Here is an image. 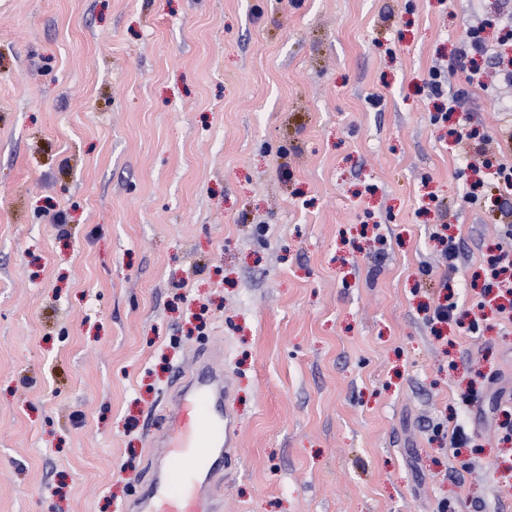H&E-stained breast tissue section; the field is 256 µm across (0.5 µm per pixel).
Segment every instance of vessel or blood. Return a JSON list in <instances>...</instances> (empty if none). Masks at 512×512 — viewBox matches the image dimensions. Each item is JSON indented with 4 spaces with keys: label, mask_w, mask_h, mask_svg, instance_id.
Listing matches in <instances>:
<instances>
[{
    "label": "vessel or blood",
    "mask_w": 512,
    "mask_h": 512,
    "mask_svg": "<svg viewBox=\"0 0 512 512\" xmlns=\"http://www.w3.org/2000/svg\"><path fill=\"white\" fill-rule=\"evenodd\" d=\"M223 370L198 359L178 385L173 411L160 417V454L135 500L136 512H222L219 488L236 451V422L225 413Z\"/></svg>",
    "instance_id": "vessel-or-blood-1"
}]
</instances>
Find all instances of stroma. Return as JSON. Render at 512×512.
<instances>
[{
	"mask_svg": "<svg viewBox=\"0 0 512 512\" xmlns=\"http://www.w3.org/2000/svg\"><path fill=\"white\" fill-rule=\"evenodd\" d=\"M473 26L512 63L496 0H0V512H128L203 352L224 512H512L454 134L501 137L512 87L437 123L428 85Z\"/></svg>",
	"mask_w": 512,
	"mask_h": 512,
	"instance_id": "1",
	"label": "stroma"
}]
</instances>
